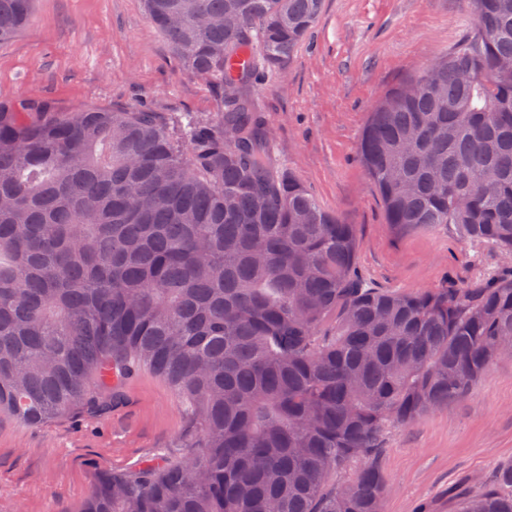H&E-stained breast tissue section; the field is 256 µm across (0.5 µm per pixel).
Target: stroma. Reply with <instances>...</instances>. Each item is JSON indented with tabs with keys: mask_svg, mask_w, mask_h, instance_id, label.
Here are the masks:
<instances>
[{
	"mask_svg": "<svg viewBox=\"0 0 512 512\" xmlns=\"http://www.w3.org/2000/svg\"><path fill=\"white\" fill-rule=\"evenodd\" d=\"M475 27L465 0H324L311 34L279 73L248 93L267 121L277 162L360 241L356 276L403 293L466 286L511 263L495 246L462 242L449 224L401 229L359 147L383 94L452 52ZM47 98L60 111H218L215 86L187 72L148 21L143 0H36L29 26L0 43V99ZM119 404L29 425L0 416V512H81L98 475L183 456L177 396L143 371ZM512 462V360L493 365L463 400L390 430L380 457L385 512H456L454 492Z\"/></svg>",
	"mask_w": 512,
	"mask_h": 512,
	"instance_id": "35a3bbf8",
	"label": "stroma"
}]
</instances>
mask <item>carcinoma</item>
<instances>
[{"mask_svg":"<svg viewBox=\"0 0 512 512\" xmlns=\"http://www.w3.org/2000/svg\"><path fill=\"white\" fill-rule=\"evenodd\" d=\"M466 2L473 34L382 97L360 155L387 223L511 257L512 0ZM33 5L0 0V43ZM322 5L144 0L211 115L0 101V415L102 410L149 368L190 426L192 452L101 475L82 512H384L387 431L512 357V278L368 287L355 226L275 163L245 88ZM471 484L458 512H512V462Z\"/></svg>","mask_w":512,"mask_h":512,"instance_id":"1","label":"carcinoma"}]
</instances>
